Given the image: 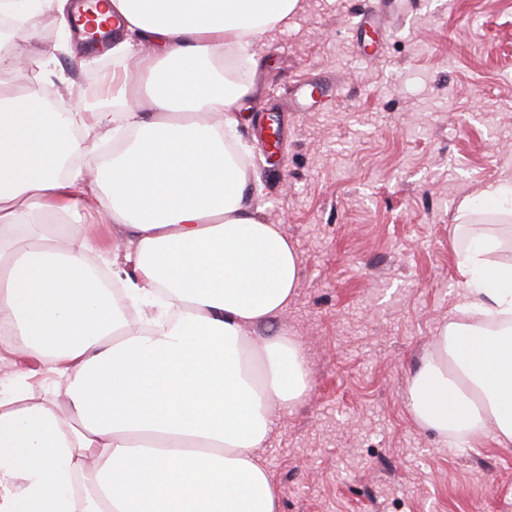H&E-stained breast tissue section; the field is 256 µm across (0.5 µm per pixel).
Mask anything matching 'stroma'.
<instances>
[{
    "label": "stroma",
    "instance_id": "35a3bbf8",
    "mask_svg": "<svg viewBox=\"0 0 512 512\" xmlns=\"http://www.w3.org/2000/svg\"><path fill=\"white\" fill-rule=\"evenodd\" d=\"M372 7L301 0L263 36L238 114L262 215L300 261L287 311L256 333L296 336L310 374L259 454L280 512H512V443H450L406 400L455 314L471 233H496L512 257V219L459 211L512 175V0H399L366 62L353 27ZM111 55L73 42L4 79L67 105L111 71ZM314 82L334 86L331 102L308 106ZM269 126L274 165L259 154Z\"/></svg>",
    "mask_w": 512,
    "mask_h": 512
}]
</instances>
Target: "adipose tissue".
I'll return each mask as SVG.
<instances>
[{
  "mask_svg": "<svg viewBox=\"0 0 512 512\" xmlns=\"http://www.w3.org/2000/svg\"><path fill=\"white\" fill-rule=\"evenodd\" d=\"M299 0H102L121 26L120 61L101 103L62 114L0 81V324L23 354L64 377L66 410L35 402L31 372L0 375V512H279L258 455L274 410L310 388L301 342L247 328L283 314L299 259L265 223L226 144L265 33ZM70 27V0H0V73L47 59L42 16ZM148 74L140 85L126 65ZM91 125L121 150L84 186L70 160ZM120 225L123 284L140 323L112 301L88 255L92 224ZM498 238L472 237L457 261L463 321L442 327L408 380L415 418L443 437L512 443V262Z\"/></svg>",
  "mask_w": 512,
  "mask_h": 512,
  "instance_id": "obj_1",
  "label": "adipose tissue"
}]
</instances>
